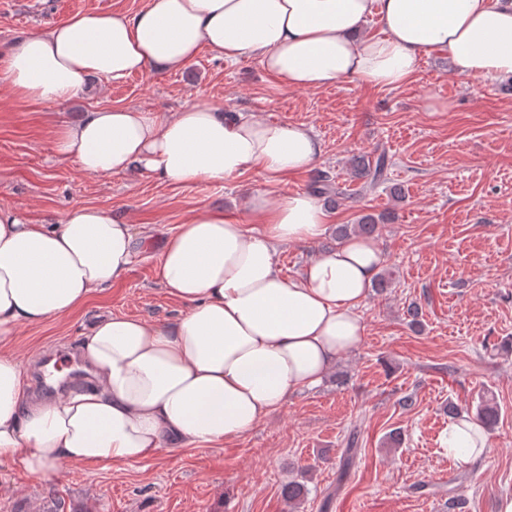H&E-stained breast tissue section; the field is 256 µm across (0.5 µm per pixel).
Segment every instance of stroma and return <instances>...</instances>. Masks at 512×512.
Returning <instances> with one entry per match:
<instances>
[{
    "instance_id": "35a3bbf8",
    "label": "stroma",
    "mask_w": 512,
    "mask_h": 512,
    "mask_svg": "<svg viewBox=\"0 0 512 512\" xmlns=\"http://www.w3.org/2000/svg\"><path fill=\"white\" fill-rule=\"evenodd\" d=\"M146 0H0V54L24 34L74 14L134 13ZM189 102L281 124L303 123L322 140L320 170L342 195L335 223L356 213L395 210L377 243L392 271L391 293L369 294L359 346L343 355L345 388L332 376L288 398L244 437L198 448L161 450L147 461L107 467L62 460L45 473L0 464V512H288L282 489L306 474L299 512H498L512 497V87L458 77L447 52L421 58L412 80L390 89L347 82L288 88L257 60L234 64L201 52L177 73L92 79L67 103L26 102L0 81V206L29 223L55 224L76 205L100 207L133 224L138 256L127 275L94 292L65 319L20 327L14 349L65 355L98 320L121 314L151 323L181 316L156 277L167 234L200 206L252 224L248 195L266 189L258 173L221 184L180 186L137 171L99 178L58 156L60 124L112 106L166 118ZM386 153L385 183L362 189L352 156ZM404 186L395 203L392 185ZM422 310L413 330L408 304ZM494 396L500 417L484 456L461 464L443 448L449 404L476 410ZM415 405L404 408L403 397ZM400 430L401 447L386 435ZM359 453L346 477L338 460L349 434Z\"/></svg>"
}]
</instances>
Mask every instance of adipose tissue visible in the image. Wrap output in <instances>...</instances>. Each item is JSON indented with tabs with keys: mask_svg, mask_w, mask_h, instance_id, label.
Returning a JSON list of instances; mask_svg holds the SVG:
<instances>
[{
	"mask_svg": "<svg viewBox=\"0 0 512 512\" xmlns=\"http://www.w3.org/2000/svg\"><path fill=\"white\" fill-rule=\"evenodd\" d=\"M380 32L363 36L369 20ZM208 50L253 58L292 89L357 81L398 87L420 59L447 51L459 76H512V0H147L134 14L87 11L30 33L0 58L21 98L69 102L91 78L180 72ZM57 154L110 176L132 169L183 186L257 171L268 185L315 170L312 128L191 103L167 119L96 109L61 126ZM252 225L206 207L165 238L157 278L186 307L158 325L112 315L92 325L82 356L95 382L32 397L13 351L19 327L64 318L135 261V231L108 210L75 206L55 224L0 207V464L37 473L61 460L134 464L167 446L241 437L288 397L317 385L362 340L359 308L384 254L350 238L296 276L281 245L320 240L333 220L309 192L250 195ZM448 454L467 463L487 436L467 417L448 426Z\"/></svg>",
	"mask_w": 512,
	"mask_h": 512,
	"instance_id": "obj_1",
	"label": "adipose tissue"
}]
</instances>
